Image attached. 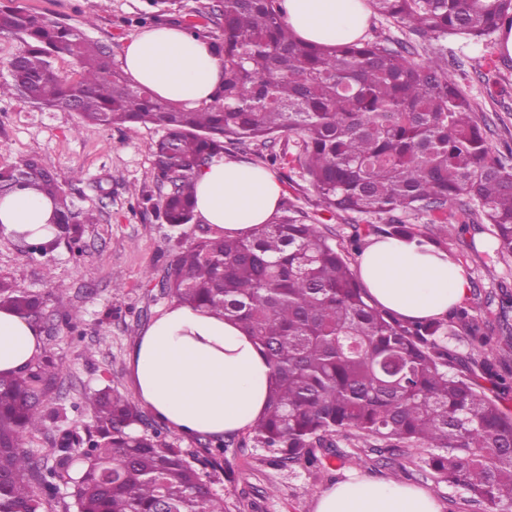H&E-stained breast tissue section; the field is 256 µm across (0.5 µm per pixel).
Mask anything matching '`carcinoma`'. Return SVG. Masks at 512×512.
<instances>
[{
	"label": "carcinoma",
	"instance_id": "obj_1",
	"mask_svg": "<svg viewBox=\"0 0 512 512\" xmlns=\"http://www.w3.org/2000/svg\"><path fill=\"white\" fill-rule=\"evenodd\" d=\"M175 2L151 0L152 23H174L223 58L224 83L210 102L186 109L156 99L85 35L90 20L62 24L16 0H0V36L20 43L0 98L75 112L103 127L162 128L151 156L166 192L153 207L173 234L196 220L201 166L229 145L296 137L295 153L270 161L300 170L336 219L384 214L385 224L351 225L345 247L303 212L242 237L207 227L179 247L163 279L179 302L240 325L263 347L274 387L249 440L282 462L309 467L343 459L336 438L351 430L385 443L378 453L415 445L433 475L463 490L465 502L512 512V413L502 405L512 373L481 356L487 322L467 299L444 318L402 319L371 298L348 259L374 236L433 246L456 260L444 238L407 219L450 207L463 230L478 219L491 225L494 258H512V165L489 142L455 79L457 67L441 53L417 58L419 40H479L512 30V0H370L412 36L396 47L337 35L328 44L307 43L284 23L283 0H210L195 10L204 24L176 13ZM64 58L76 63L77 78L57 70ZM17 189L55 205L53 235L30 245L31 253L45 257L65 240L79 259L84 225L97 219L76 189H65L36 157L0 168V198ZM2 305L36 320L44 301L1 279ZM463 335L467 355L448 347ZM58 378L49 362L0 375V512H47L44 491L58 482L71 489L78 512H225L204 473L221 466L224 439L205 443L207 457L190 458L109 388L91 399L93 429L62 436L53 448L56 467L43 465L23 441L47 419L66 416L43 404Z\"/></svg>",
	"mask_w": 512,
	"mask_h": 512
}]
</instances>
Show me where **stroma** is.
Listing matches in <instances>:
<instances>
[{
  "label": "stroma",
  "mask_w": 512,
  "mask_h": 512,
  "mask_svg": "<svg viewBox=\"0 0 512 512\" xmlns=\"http://www.w3.org/2000/svg\"><path fill=\"white\" fill-rule=\"evenodd\" d=\"M25 9L55 21L92 24L87 35L105 46L113 61H120L126 44L140 32L132 20L150 11L149 0H18ZM439 49L449 59H481V71L465 65L459 84L473 101L478 115L491 121L488 138L500 151L512 147V67L499 53L497 35L472 42L458 37L442 40ZM162 134L160 128L139 126L105 128L80 123L73 112H41L17 98L0 99V167L34 156L54 171L63 184L79 189L80 204L92 210L97 223L87 225L83 254L72 259L67 245L49 256L22 251L18 243L0 235V278L16 287L42 293L44 314L38 322L43 348L38 363L50 362L61 374L46 394L48 405H64L67 423H47L26 437L25 448L43 454L62 426H91L93 414L87 395L108 387L130 401L138 395L129 369L133 346L141 334L171 304L162 287L165 267L180 244L201 234V224H188L180 238H170L166 225L156 220L141 196L160 197L164 189L156 181L151 145ZM284 202L307 213L329 235H347L351 224H383L381 215H355L350 222L331 219L318 195L302 176L292 171L284 186ZM414 224L430 225L432 232L448 236V246L468 268L476 290V312L489 316V302L500 289L512 291V260L498 262L487 273L483 252L491 240L486 224L471 225L466 239L447 233L432 214L414 212ZM79 312L76 331H69L62 318ZM346 462L329 459L316 470L302 463L286 465L267 448L247 443L226 448L220 468L208 471L207 480L224 499L226 512H314L319 495L330 485L362 476L379 481L395 480L399 466H406V484L431 493L440 503L461 497V490L434 479L423 460L388 461L372 457L355 462L353 440L340 439Z\"/></svg>",
  "instance_id": "1"
}]
</instances>
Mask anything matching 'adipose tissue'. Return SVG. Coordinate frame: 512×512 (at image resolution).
Returning <instances> with one entry per match:
<instances>
[{"label":"adipose tissue","instance_id":"adipose-tissue-1","mask_svg":"<svg viewBox=\"0 0 512 512\" xmlns=\"http://www.w3.org/2000/svg\"><path fill=\"white\" fill-rule=\"evenodd\" d=\"M286 24L301 39L323 44L338 34L363 36L367 0H284ZM122 68L157 98L195 108L222 84L224 64L184 29L160 26L126 46ZM283 189L270 171L219 158L195 176L197 219L244 235L270 223ZM51 199L15 192L0 199V233L28 231L33 241L50 235ZM357 272L372 299L407 320L446 316L471 288L466 266L428 245L384 239L360 257ZM35 321L0 309V373L16 375L42 351ZM129 366L141 403L185 435L215 437L253 426L265 413L271 367L257 341L210 311L172 302L140 336ZM314 512H441L428 492L399 482L367 478L339 482L318 497Z\"/></svg>","mask_w":512,"mask_h":512}]
</instances>
